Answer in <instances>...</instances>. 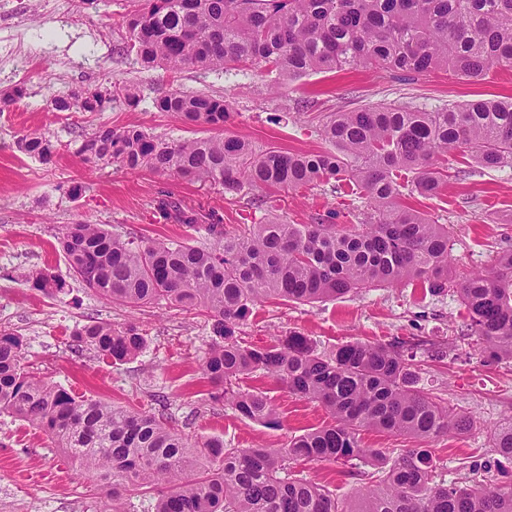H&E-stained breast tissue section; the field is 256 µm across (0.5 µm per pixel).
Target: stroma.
Instances as JSON below:
<instances>
[{
    "label": "stroma",
    "instance_id": "obj_1",
    "mask_svg": "<svg viewBox=\"0 0 512 512\" xmlns=\"http://www.w3.org/2000/svg\"><path fill=\"white\" fill-rule=\"evenodd\" d=\"M128 11L129 0H0V94L25 90L0 112V332L20 334L31 371L76 395L150 413L157 411L161 397L191 438H218L228 448L283 447L293 436L330 424L331 414L267 377L244 378L240 386L266 392L277 425L245 419L231 406L214 402L201 369L211 341L210 318L163 303L130 307L100 298L70 278L57 236L82 220L138 241L205 244L202 231L156 220L151 202L161 190L219 209L230 231L245 230L272 214L291 224L350 230L367 211L363 193L330 182L235 194L146 169H94L76 156L79 140L104 125L135 126L168 141L208 136V129L156 109V98L179 88L229 96L232 117L223 134L260 149L319 152L328 148L315 121L322 113L381 103L431 110L479 97H512V68L494 67L488 79L477 83L444 71L400 81L359 68L313 74L277 95L254 70L235 75L141 68L116 52L126 35ZM82 87L120 88L134 93L139 103L127 105L120 96L102 112L51 111L52 99ZM29 132L50 137L56 151L52 163L18 150L19 137ZM457 162L467 170L466 178L448 180L437 195L414 194L403 202L449 226V272L459 278L488 269L500 252L512 251V168L481 170L462 156ZM74 184L84 187L76 198L68 193ZM45 267L65 279L63 291L47 295L32 287L29 274ZM465 315L456 292L383 284L307 304L267 300L253 306L237 336L263 346L298 332L324 355L349 342L387 343L397 337L443 345L445 365L426 368L421 384L470 418L471 427L426 439L364 431L360 439L364 447L394 455L428 449L446 483L462 485L476 475L491 487L509 490L512 462L493 451L488 433L512 418V360L481 362L463 333ZM92 320L117 327L137 323L146 334L145 348L119 364L102 361L73 343L74 332ZM371 471L362 462L353 467L323 462L300 467L299 474L354 499L371 487ZM103 496L96 478L55 448L41 429L0 414V512H97Z\"/></svg>",
    "mask_w": 512,
    "mask_h": 512
}]
</instances>
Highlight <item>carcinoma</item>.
I'll use <instances>...</instances> for the list:
<instances>
[{
    "instance_id": "carcinoma-1",
    "label": "carcinoma",
    "mask_w": 512,
    "mask_h": 512,
    "mask_svg": "<svg viewBox=\"0 0 512 512\" xmlns=\"http://www.w3.org/2000/svg\"><path fill=\"white\" fill-rule=\"evenodd\" d=\"M121 48L143 67L170 70L252 68L281 90L317 73L356 67L415 76L436 70L479 82L494 66L512 67V0H132ZM112 94L78 90L54 98V112H102ZM193 126L222 127L226 98L172 89L155 99ZM334 150L290 154L258 150L235 136L166 141L136 127H100L75 149L91 167L117 164L170 173L226 192L272 186L307 188L354 181L365 192L370 220L354 231L271 218L241 233L224 228L216 208L204 209L162 191L159 220L202 225L213 246L123 239L101 224H68L58 237L72 275L102 298L137 306L164 302L201 310L212 320L203 363L212 399L245 418L277 424L262 391L240 392L233 379L256 371L289 392L322 404L334 423L292 438L283 448H226L217 438L190 440L162 414L96 399H78L23 364V341L0 332V413L41 428L105 490L100 512H124L131 491H157L154 512H512V490L474 481L438 479L428 451L393 457L365 448L360 432L429 438L463 431L470 421L420 383L423 351L447 352L427 340L350 342L328 357L290 332L266 346L235 336L251 306L274 298L312 303L379 284L421 281L436 292L455 288L467 335L486 363L512 360V251L486 271L449 278L450 234L402 204L403 191L433 196L463 153L483 170L512 167V98H477L435 110L379 104L333 112L320 127ZM19 150L48 163L55 147L26 133ZM33 286L60 292L48 269ZM113 362L136 356L146 338L139 326L92 321L75 334ZM494 451L512 461V420L489 433ZM353 460L374 466L373 488L354 501L294 477V466Z\"/></svg>"
}]
</instances>
